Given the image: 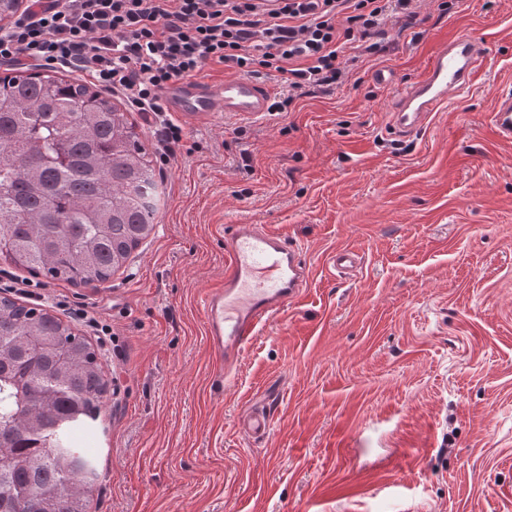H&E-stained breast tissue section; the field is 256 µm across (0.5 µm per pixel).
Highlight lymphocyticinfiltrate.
I'll list each match as a JSON object with an SVG mask.
<instances>
[{
	"label": "lymphocytic infiltrate",
	"mask_w": 512,
	"mask_h": 512,
	"mask_svg": "<svg viewBox=\"0 0 512 512\" xmlns=\"http://www.w3.org/2000/svg\"><path fill=\"white\" fill-rule=\"evenodd\" d=\"M0 30V62L62 65L153 113L165 156L182 139L163 96L209 62L288 77L283 112L307 88L338 85L346 51L383 52L388 18L416 19L417 0H27Z\"/></svg>",
	"instance_id": "lymphocytic-infiltrate-1"
}]
</instances>
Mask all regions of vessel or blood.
Returning a JSON list of instances; mask_svg holds the SVG:
<instances>
[{
    "label": "vessel or blood",
    "mask_w": 512,
    "mask_h": 512,
    "mask_svg": "<svg viewBox=\"0 0 512 512\" xmlns=\"http://www.w3.org/2000/svg\"><path fill=\"white\" fill-rule=\"evenodd\" d=\"M486 56L485 45L467 35L440 42L421 76L398 88L390 132L409 136L461 98ZM167 98L171 111L196 118L216 112L258 117L267 112L270 93L258 79L237 75L217 87L195 78L179 80ZM491 124L500 141L512 144V89L495 95ZM308 279L300 247L286 236L260 224L230 225L224 234V281L207 289L202 304L206 335L219 362L238 360L274 314L300 299ZM238 427L253 439L264 438L270 415L252 410Z\"/></svg>",
    "instance_id": "vessel-or-blood-1"
}]
</instances>
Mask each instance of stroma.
Wrapping results in <instances>:
<instances>
[{"instance_id": "35a3bbf8", "label": "stroma", "mask_w": 512, "mask_h": 512, "mask_svg": "<svg viewBox=\"0 0 512 512\" xmlns=\"http://www.w3.org/2000/svg\"><path fill=\"white\" fill-rule=\"evenodd\" d=\"M385 31V52L288 111L174 115L166 163L152 116L132 112L163 194L110 281L0 257V296L38 301L101 354L91 512H512V145L490 124L512 85V0H420ZM458 33L492 48L471 93L389 134L375 73L417 78ZM228 224L286 235L310 273L218 392L200 298L224 278ZM339 248L361 258L353 279L329 265ZM262 404L270 430L247 438L236 421Z\"/></svg>"}]
</instances>
